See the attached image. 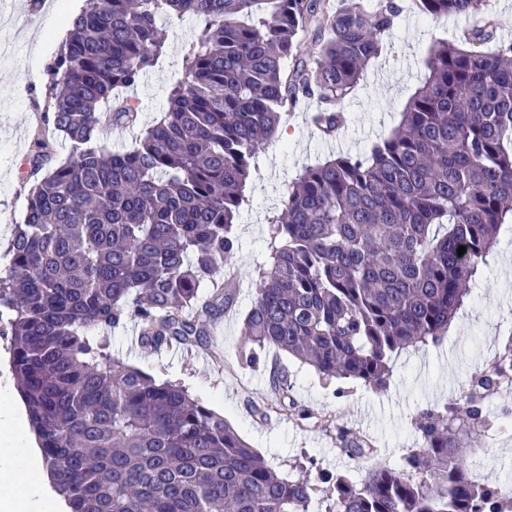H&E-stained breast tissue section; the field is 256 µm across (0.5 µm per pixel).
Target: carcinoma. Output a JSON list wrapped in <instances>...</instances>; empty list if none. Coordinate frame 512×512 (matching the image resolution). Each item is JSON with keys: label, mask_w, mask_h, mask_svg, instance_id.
<instances>
[{"label": "carcinoma", "mask_w": 512, "mask_h": 512, "mask_svg": "<svg viewBox=\"0 0 512 512\" xmlns=\"http://www.w3.org/2000/svg\"><path fill=\"white\" fill-rule=\"evenodd\" d=\"M418 15L480 14L456 44L431 48L426 73L391 134L364 155L296 175L268 224L243 321L241 361L275 349L330 380L385 388L394 357L436 345L470 283L512 223V43L485 0H408ZM400 8L378 0H88L48 66L52 126L34 132L33 179L0 273V335L54 491L70 512H512L471 477L463 454L493 422L489 398L512 388V338L454 402L419 414L420 444L396 467L353 480L313 469L277 473L224 416L180 383L112 354L128 323L142 347L204 346L236 283L206 299L239 250L236 216L251 161L299 94L325 137L337 108L382 51ZM192 17L168 109L139 126L127 98L163 55L158 18ZM107 125L138 144L101 143ZM71 144L55 161L54 137ZM466 247L463 255L457 249ZM352 460L377 449L344 430ZM138 132V127L129 129L121 126H113L104 139V145L112 151L129 150L135 145V137Z\"/></svg>", "instance_id": "carcinoma-1"}]
</instances>
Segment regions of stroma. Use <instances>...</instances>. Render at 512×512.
Returning a JSON list of instances; mask_svg holds the SVG:
<instances>
[{"mask_svg":"<svg viewBox=\"0 0 512 512\" xmlns=\"http://www.w3.org/2000/svg\"><path fill=\"white\" fill-rule=\"evenodd\" d=\"M86 4L87 0H40L34 7L30 0H0V247L13 226L24 220L27 189L21 164L46 116L43 93L48 66L60 45L57 33L67 29L68 18ZM467 24L462 16L428 19L402 12L381 55L341 105L347 116L343 147L327 145L309 123L315 99L300 98L283 118L277 139L253 161L248 202L238 216L241 247L233 260L237 302L216 324L211 351L183 348L168 354L142 348L131 324L112 334L113 354L158 379L182 382L202 403L224 415L281 473L290 472L304 455L329 473L355 471L358 461L337 452L336 434L341 429L367 438L378 450L377 462L398 464L405 449L418 442L417 414L459 395L471 375L512 338V224H506L447 337L440 345L398 355L386 390L322 380L312 368L268 350L266 361L286 365L290 373L296 408L285 412L276 407L278 398L270 389L267 371L242 366L238 358L243 320L255 297L256 270L269 256L268 220L281 212L291 181L302 166L339 154H364L387 137L424 77L430 48L452 39ZM160 27L166 52L129 92L144 125L166 110L169 86L182 73L196 23L168 17ZM254 403L271 405L267 419L252 415ZM487 408L494 427L475 435L472 467L479 478L512 491V397L491 398ZM304 409L310 418H301Z\"/></svg>","mask_w":512,"mask_h":512,"instance_id":"35a3bbf8","label":"stroma"}]
</instances>
